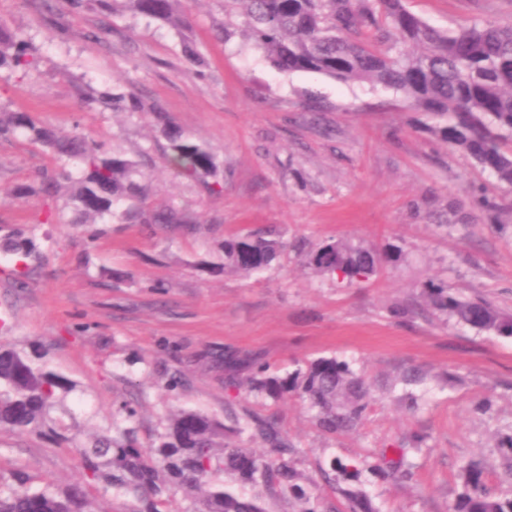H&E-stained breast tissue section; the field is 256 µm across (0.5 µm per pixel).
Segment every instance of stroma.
<instances>
[{
	"mask_svg": "<svg viewBox=\"0 0 512 512\" xmlns=\"http://www.w3.org/2000/svg\"><path fill=\"white\" fill-rule=\"evenodd\" d=\"M407 5L443 29L473 19L512 25V0ZM178 9L186 27L77 11L68 0L48 9L41 0H0V21L25 37L37 60L24 76L0 68V110L30 113L58 134L80 132L140 161L147 204L199 221L190 233L118 220L40 223L41 196L7 192L39 185L56 162L24 133L0 140V241L26 239L35 249L22 288L2 276L16 257L0 251L9 341L44 349L50 366L76 382L68 405L83 438L105 426L123 398L141 404L144 443L169 410L220 416L231 404L275 416L306 474L330 458L403 448L413 432L425 434V447L411 455L413 483L362 474L377 512H448L462 491L459 467L471 458L483 461L489 486L512 480L497 449L512 434V338L434 315L421 300L422 284L434 279L512 315V191L428 133L427 117L400 94L277 72L243 35L217 36L222 0H180ZM99 28L101 43L87 42L85 33ZM188 42L204 66L187 60ZM112 90L160 102L214 154L223 191L209 193L164 164L167 142L150 117L85 107L84 93ZM479 187L503 206L501 225L471 208ZM265 225L280 227L289 243L265 271L243 278L196 266L201 257L219 261L225 237ZM331 240L395 244L400 252L377 277L349 286L305 265L307 250ZM115 269L126 278L113 279ZM396 303L411 309L409 319L390 316ZM229 351L261 355L284 372L335 356L376 386L417 368L429 376L428 392L414 413L378 394L357 431L327 435L298 397L263 400L225 388L223 370L198 361ZM19 470L34 488L82 481L72 445L0 431V485H14Z\"/></svg>",
	"mask_w": 512,
	"mask_h": 512,
	"instance_id": "stroma-1",
	"label": "stroma"
}]
</instances>
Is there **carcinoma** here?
Instances as JSON below:
<instances>
[{"instance_id": "1", "label": "carcinoma", "mask_w": 512, "mask_h": 512, "mask_svg": "<svg viewBox=\"0 0 512 512\" xmlns=\"http://www.w3.org/2000/svg\"><path fill=\"white\" fill-rule=\"evenodd\" d=\"M101 11L120 10L184 26L179 0H97ZM242 31L269 65L283 73L314 72L340 82L367 81L403 95L409 108L439 122L430 133L475 165L512 188V26L477 20L456 29H440L410 11L406 0H224L221 34L229 41ZM25 74L36 65L24 36L0 22V66ZM90 107L121 105L130 112L154 115L168 142L165 162L184 177L204 183L217 175L214 156L186 134L154 103L145 105L132 91L102 93L85 99ZM28 132L30 141L60 160H75L78 173L59 167L41 175L47 197L69 183L72 224H110L135 218L142 224L187 228L191 219L174 209H149L136 176L139 164L107 152L102 143L82 134L61 136L39 124L28 112L0 111V137ZM273 230H249L224 238V262L205 259L201 267L256 275L286 249ZM7 249L19 256L10 276L25 281L34 250L12 241ZM399 246L380 251L347 242H326L310 250L307 265L353 285L375 277L397 257ZM427 306L459 324L512 337V317L484 299H462L433 281L423 286ZM212 368L224 369L226 385L277 401L288 395L302 399L314 424L331 435L356 430L376 397L372 385L344 360L322 356L281 375L257 355H205ZM418 369L403 370L394 384L423 383ZM76 383L50 367L40 350L28 353L0 344V430L30 431L58 444L74 443L83 462V484L66 491L51 487L30 490L19 473L17 488L0 487V512H98L88 487L111 492L132 504L127 512H375L362 489L336 488L337 479L357 481L363 470L394 483L415 476L408 450L386 467L359 461L350 467L331 459L318 466L319 481L297 469V450L277 423L248 410L229 408L224 419L197 409L170 411L149 446L138 436L137 401L118 408L112 421L84 443L66 408ZM337 490L344 500L312 492L317 483ZM186 505L170 509L174 494ZM448 512H512V486L488 487L485 467L469 461L462 470V492Z\"/></svg>"}]
</instances>
